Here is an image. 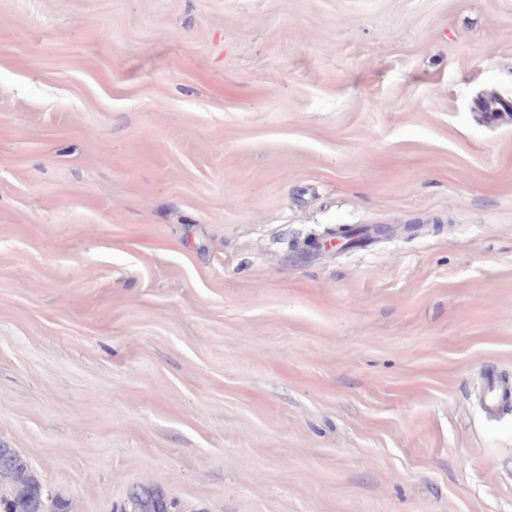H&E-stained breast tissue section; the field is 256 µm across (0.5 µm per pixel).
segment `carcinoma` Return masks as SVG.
Segmentation results:
<instances>
[{
  "label": "carcinoma",
  "mask_w": 512,
  "mask_h": 512,
  "mask_svg": "<svg viewBox=\"0 0 512 512\" xmlns=\"http://www.w3.org/2000/svg\"><path fill=\"white\" fill-rule=\"evenodd\" d=\"M175 502L157 487L141 486L131 494L123 512H170ZM0 512H68L65 500L47 497L46 489L32 474L26 461L14 454L0 464Z\"/></svg>",
  "instance_id": "carcinoma-1"
}]
</instances>
